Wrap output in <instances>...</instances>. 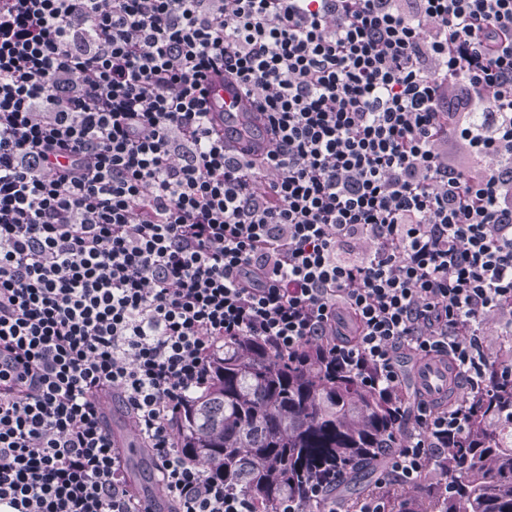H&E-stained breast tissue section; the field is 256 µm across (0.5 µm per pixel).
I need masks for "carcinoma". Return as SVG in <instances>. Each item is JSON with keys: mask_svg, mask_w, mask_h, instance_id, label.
Here are the masks:
<instances>
[{"mask_svg": "<svg viewBox=\"0 0 512 512\" xmlns=\"http://www.w3.org/2000/svg\"><path fill=\"white\" fill-rule=\"evenodd\" d=\"M402 435L380 390L316 349L286 362L240 337L224 342L211 385L183 411L177 444L244 492L254 512H279L312 478L338 493L366 478ZM439 471L411 491L384 487L391 512H512V415L479 402Z\"/></svg>", "mask_w": 512, "mask_h": 512, "instance_id": "carcinoma-1", "label": "carcinoma"}]
</instances>
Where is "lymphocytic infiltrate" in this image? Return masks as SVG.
Masks as SVG:
<instances>
[{
	"mask_svg": "<svg viewBox=\"0 0 512 512\" xmlns=\"http://www.w3.org/2000/svg\"><path fill=\"white\" fill-rule=\"evenodd\" d=\"M252 97L226 149L206 80ZM318 346L416 488L512 387V0H0V512H251L178 447L226 340ZM465 392L407 399L408 365ZM417 377L420 385H424L433 392H436L448 381V373L444 366L438 363H430L429 366L423 365ZM123 451L128 458L129 463L132 464L133 460L142 454V448L138 443L125 437ZM138 483L144 486L146 493L156 492V480L154 475L153 462L150 455L145 451L134 465Z\"/></svg>",
	"mask_w": 512,
	"mask_h": 512,
	"instance_id": "1",
	"label": "lymphocytic infiltrate"
}]
</instances>
